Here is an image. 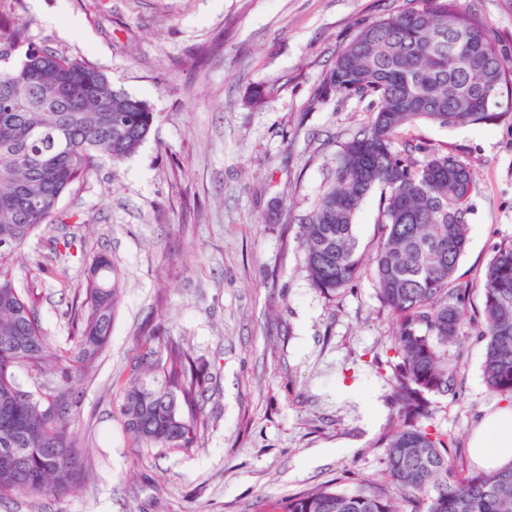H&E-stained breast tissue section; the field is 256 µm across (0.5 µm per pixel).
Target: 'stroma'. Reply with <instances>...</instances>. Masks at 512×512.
Masks as SVG:
<instances>
[{"instance_id": "1", "label": "stroma", "mask_w": 512, "mask_h": 512, "mask_svg": "<svg viewBox=\"0 0 512 512\" xmlns=\"http://www.w3.org/2000/svg\"><path fill=\"white\" fill-rule=\"evenodd\" d=\"M32 44L89 62L158 120L119 166L104 161L68 194V224L32 237L10 264L60 344L100 253L121 278L112 337L78 384L75 429L94 477L63 497L15 495L0 512H276L326 483L354 490L384 469L381 440L399 419L388 362L395 320L371 266L336 297L304 271L298 225L336 168L339 145L372 118L367 98L318 97L337 52L406 0H1ZM512 61V0H463ZM412 143L457 156L473 177L469 240L454 283L470 318L449 345L454 392L431 399L464 471L484 417L505 406L482 376L474 321L483 272L512 241V112L490 124L405 128ZM77 239L70 288L36 276L54 238ZM158 326L206 375L193 447L148 448L127 435L114 397Z\"/></svg>"}]
</instances>
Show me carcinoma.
<instances>
[{"instance_id":"carcinoma-1","label":"carcinoma","mask_w":512,"mask_h":512,"mask_svg":"<svg viewBox=\"0 0 512 512\" xmlns=\"http://www.w3.org/2000/svg\"><path fill=\"white\" fill-rule=\"evenodd\" d=\"M362 28L333 60L325 94L372 98L373 116L340 146L333 181L299 225L304 269L311 285L334 296L359 275L355 218L380 190L382 232L371 258L382 306L397 317L394 396L401 415L382 442L387 481L359 483L347 492L332 484L283 501L278 512H512V462L461 476L452 439L425 425L430 397L454 390L456 367L448 345L466 317L464 291L450 284L468 240L470 169L456 156L431 150L422 160L393 150L406 127L425 122L448 128L488 123L484 90H508L512 62L503 56L489 23L461 0H412ZM466 27L474 64L449 56ZM108 76L96 67L28 43L27 23L0 11V499L61 495L85 477L82 442L74 429L76 384L94 375L109 344L120 299L112 258L95 260L85 297L75 306L68 349L47 336L30 292L17 286L8 261L44 224H62L64 194L103 160L120 165L148 136L156 115L121 90H101ZM75 240L53 241L54 260L39 276L69 287L67 261ZM480 338L486 341L483 378L512 397V242L498 248L483 275ZM146 348L115 400L127 434L150 448H187L197 433L193 410L204 376L190 355L166 346L161 363ZM54 365L58 377L46 392L22 405L16 371ZM158 371L164 386L141 376Z\"/></svg>"}]
</instances>
